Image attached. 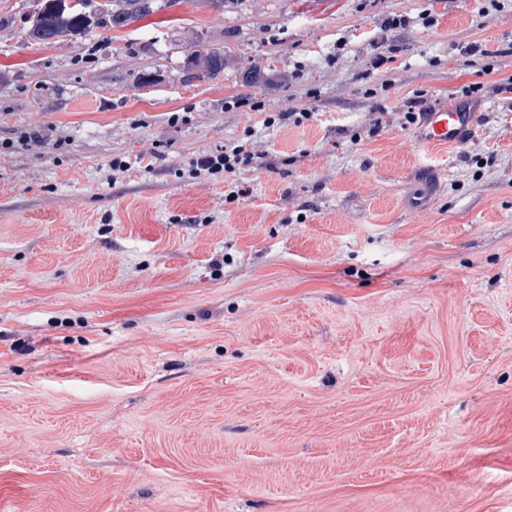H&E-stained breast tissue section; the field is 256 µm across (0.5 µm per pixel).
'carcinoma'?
Segmentation results:
<instances>
[{"label":"carcinoma","instance_id":"1","mask_svg":"<svg viewBox=\"0 0 512 512\" xmlns=\"http://www.w3.org/2000/svg\"><path fill=\"white\" fill-rule=\"evenodd\" d=\"M92 0H38L25 36L38 44L52 45L69 37L85 35L99 25L120 29L145 18L157 9V0H104L103 22L91 10ZM226 53L221 49H194L187 57L188 69L199 80L215 79L224 72Z\"/></svg>","mask_w":512,"mask_h":512}]
</instances>
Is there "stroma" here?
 <instances>
[{"label":"stroma","mask_w":512,"mask_h":512,"mask_svg":"<svg viewBox=\"0 0 512 512\" xmlns=\"http://www.w3.org/2000/svg\"><path fill=\"white\" fill-rule=\"evenodd\" d=\"M33 8L0 0V512H512V100L455 148L402 124L512 0H168L53 46ZM226 53L221 49H194L187 57L188 69L199 80L215 79L224 72ZM262 156L247 149L246 145H235L231 149H224L218 155H205L197 158L194 164L195 171H205L211 174L220 172L235 173L237 169L253 168Z\"/></svg>","instance_id":"stroma-1"}]
</instances>
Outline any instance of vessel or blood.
Wrapping results in <instances>:
<instances>
[{
    "instance_id": "1",
    "label": "vessel or blood",
    "mask_w": 512,
    "mask_h": 512,
    "mask_svg": "<svg viewBox=\"0 0 512 512\" xmlns=\"http://www.w3.org/2000/svg\"><path fill=\"white\" fill-rule=\"evenodd\" d=\"M481 117V106L471 99L434 105L421 116L414 144L423 149L458 146L470 139Z\"/></svg>"
}]
</instances>
